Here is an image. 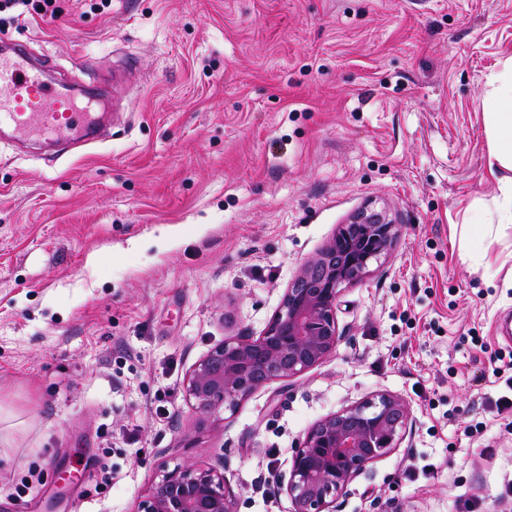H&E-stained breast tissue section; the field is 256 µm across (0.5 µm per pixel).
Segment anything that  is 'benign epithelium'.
<instances>
[{
  "instance_id": "benign-epithelium-1",
  "label": "benign epithelium",
  "mask_w": 512,
  "mask_h": 512,
  "mask_svg": "<svg viewBox=\"0 0 512 512\" xmlns=\"http://www.w3.org/2000/svg\"><path fill=\"white\" fill-rule=\"evenodd\" d=\"M398 236L386 210L374 207L339 225L288 285L263 335L226 338L189 369L183 388L195 410H232L271 382L322 364L341 341L336 310L342 288L361 282ZM411 419L404 396L378 393L317 421L292 457L285 486L292 512H335L348 485L399 447ZM137 512H235V494L218 468L185 463L152 485Z\"/></svg>"
}]
</instances>
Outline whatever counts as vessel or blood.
Instances as JSON below:
<instances>
[{
	"mask_svg": "<svg viewBox=\"0 0 512 512\" xmlns=\"http://www.w3.org/2000/svg\"><path fill=\"white\" fill-rule=\"evenodd\" d=\"M54 63L35 58L22 40L0 34V131L14 140L37 139L47 145L87 146L100 141L111 114L92 113L106 84L82 86L54 76Z\"/></svg>",
	"mask_w": 512,
	"mask_h": 512,
	"instance_id": "b4317fda",
	"label": "vessel or blood"
}]
</instances>
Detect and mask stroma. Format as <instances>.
I'll list each match as a JSON object with an SVG mask.
<instances>
[{
    "label": "stroma",
    "instance_id": "stroma-1",
    "mask_svg": "<svg viewBox=\"0 0 512 512\" xmlns=\"http://www.w3.org/2000/svg\"><path fill=\"white\" fill-rule=\"evenodd\" d=\"M0 6L63 77L132 81L91 148L0 140V512H136L161 475L223 464L236 512H291L279 483L328 414L381 392L413 416L336 512H512V224L493 209L488 76L512 0H63ZM400 226L343 289L321 365L216 415L186 372L259 336L301 265L366 205ZM164 414H157V406ZM112 481L100 487L103 450ZM39 484L17 494L30 467ZM265 481L267 493L254 492ZM5 4H9L11 7L20 6L25 10L29 11L32 9L36 14L41 17H49L51 19L58 18L62 11L58 5L60 0H7L2 1ZM21 13V14H22Z\"/></svg>",
    "mask_w": 512,
    "mask_h": 512
}]
</instances>
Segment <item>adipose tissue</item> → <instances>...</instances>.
Instances as JSON below:
<instances>
[{
    "instance_id": "adipose-tissue-1",
    "label": "adipose tissue",
    "mask_w": 512,
    "mask_h": 512,
    "mask_svg": "<svg viewBox=\"0 0 512 512\" xmlns=\"http://www.w3.org/2000/svg\"><path fill=\"white\" fill-rule=\"evenodd\" d=\"M485 97V124L490 141V171L502 172L496 213L499 223H512V59L493 75Z\"/></svg>"
}]
</instances>
